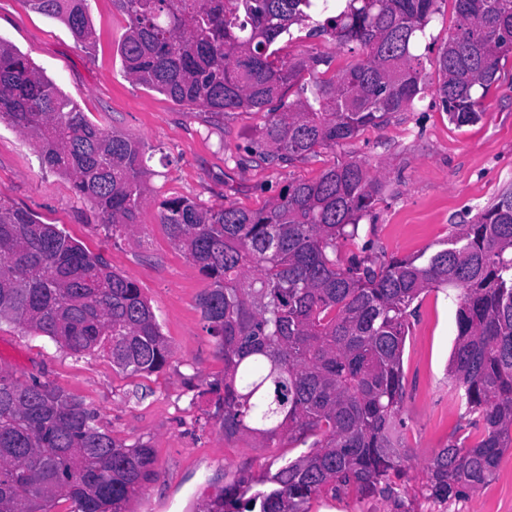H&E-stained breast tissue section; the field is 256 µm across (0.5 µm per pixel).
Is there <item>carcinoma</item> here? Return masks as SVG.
I'll use <instances>...</instances> for the list:
<instances>
[{
    "mask_svg": "<svg viewBox=\"0 0 512 512\" xmlns=\"http://www.w3.org/2000/svg\"><path fill=\"white\" fill-rule=\"evenodd\" d=\"M92 46L89 0H25ZM127 15L118 52L128 76L178 103L219 115L267 110L266 161L334 148L382 125L424 91L417 34L437 0H113ZM458 23L436 59L437 94L450 120L474 122L512 54V0H453ZM366 50L299 99H279L296 66L271 46L292 26ZM0 119L36 138L46 167L68 177L112 233L131 231L143 200L140 143L90 122L24 54L0 39ZM380 182L356 160L314 182L290 181L268 208L161 204L174 246L212 280L199 301L224 360L210 384L224 437L262 447L316 436L295 460L260 480L217 491L207 512H310L344 487L370 496L411 482L414 449L401 441L402 357L412 304L432 289L460 290L451 356L452 395L481 426L429 460L420 491L439 500L487 485L512 449V192L457 224L447 247L377 267L343 261L378 201ZM46 336L59 349L107 355L129 375L152 374L171 350L131 279L53 224L0 199V320ZM154 449L125 445L84 400L37 378L0 371V512H123L155 475Z\"/></svg>",
    "mask_w": 512,
    "mask_h": 512,
    "instance_id": "cac0c4a2",
    "label": "carcinoma"
}]
</instances>
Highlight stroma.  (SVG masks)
<instances>
[{"mask_svg": "<svg viewBox=\"0 0 512 512\" xmlns=\"http://www.w3.org/2000/svg\"><path fill=\"white\" fill-rule=\"evenodd\" d=\"M437 11L414 51L426 55L425 90L407 109L378 128H366L336 149L287 163L250 156L262 140L265 112L239 110L220 117L201 106L179 104L129 78L117 53L128 19L112 0H91L95 45L84 49L59 20L32 11L24 0H0V38L28 55L73 99L88 120L129 135L146 150L144 200L135 233L112 236L89 202L77 199L69 180L46 169L32 137L0 120V198L56 225L137 283L153 308L172 356L159 372L131 376L99 353H63L45 336L0 322V369L20 380L37 378L83 399L120 442L153 448L156 475L126 505V512H203L217 489L234 480H258L300 454L287 442L257 446L247 437L225 438L207 385L224 375L214 340L204 329L200 298L210 279L175 248L161 222L160 203L188 197L205 207L259 210L288 182L314 181L334 162L359 160L383 185L359 235L342 243V256L374 263L443 248L454 225L468 223L503 192L512 190V56L474 123H452L436 92L434 60L457 24L452 0ZM300 65L280 91L295 101L311 73L332 76L363 59L359 45L294 30L275 44ZM458 292L431 291L410 318L403 353V437L414 448L411 472L424 468L439 448L472 433L449 392V361L457 338ZM474 512H512V450L493 480L472 494Z\"/></svg>", "mask_w": 512, "mask_h": 512, "instance_id": "1", "label": "stroma"}]
</instances>
